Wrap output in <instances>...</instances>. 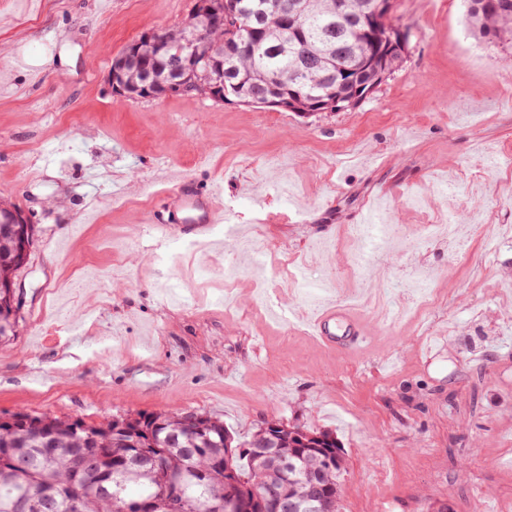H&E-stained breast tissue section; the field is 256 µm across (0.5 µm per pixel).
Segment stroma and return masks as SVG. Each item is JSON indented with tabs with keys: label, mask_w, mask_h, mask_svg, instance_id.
Returning <instances> with one entry per match:
<instances>
[{
	"label": "stroma",
	"mask_w": 512,
	"mask_h": 512,
	"mask_svg": "<svg viewBox=\"0 0 512 512\" xmlns=\"http://www.w3.org/2000/svg\"><path fill=\"white\" fill-rule=\"evenodd\" d=\"M101 2L0 0V200L34 227L0 414L207 413L242 436L276 419L335 434L338 512H512V244L494 230L512 226V69L467 29L463 0H394L402 67L356 107L309 117L113 96V56L191 2ZM173 172L200 190L222 178L231 225L211 242L146 223ZM452 209L466 239L427 241ZM380 221L399 244L363 247ZM320 286L390 294V313L358 306L367 342L328 350L310 329ZM424 288L440 310L412 305ZM435 336L448 352L428 362Z\"/></svg>",
	"instance_id": "obj_1"
}]
</instances>
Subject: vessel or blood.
<instances>
[{"label":"vessel or blood","mask_w":512,"mask_h":512,"mask_svg":"<svg viewBox=\"0 0 512 512\" xmlns=\"http://www.w3.org/2000/svg\"><path fill=\"white\" fill-rule=\"evenodd\" d=\"M222 185H212L208 192H198L186 176H179L167 193L168 215L159 219L158 227L181 230L193 228L198 235H205L210 225L224 221V209L220 203ZM311 328L324 345L339 351H348L366 335L365 323L340 300H319L314 304Z\"/></svg>","instance_id":"vessel-or-blood-1"}]
</instances>
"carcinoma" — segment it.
I'll use <instances>...</instances> for the list:
<instances>
[{
    "mask_svg": "<svg viewBox=\"0 0 512 512\" xmlns=\"http://www.w3.org/2000/svg\"><path fill=\"white\" fill-rule=\"evenodd\" d=\"M307 13L284 23L295 27L291 40L272 18L244 16L245 39L255 48L224 44V97L246 103L271 87L295 91L310 114L338 99L336 111L348 110L379 87L364 57L387 63L394 74L402 60L390 56L389 33L400 27L393 18L370 14L369 0H307ZM465 23L481 37L512 50V0H465ZM130 77L170 82V67H157L147 54L128 67ZM0 224V280L11 282L18 266L7 262L13 242ZM18 307L0 291V339L15 335ZM18 422L0 427V512H10L15 497L51 498L43 512H122L137 499L147 512H171L179 494L184 512H224V493L261 490L273 482L300 497L308 476L323 475L319 512H336L339 478L346 458L327 430L314 431L277 420L247 438L235 436L224 421L207 415L169 416L136 413L111 422L73 428L72 420L17 411ZM53 439L50 448L45 438ZM265 444L298 458L295 472L281 473L253 449Z\"/></svg>",
    "mask_w": 512,
    "mask_h": 512,
    "instance_id": "obj_1",
    "label": "carcinoma"
}]
</instances>
